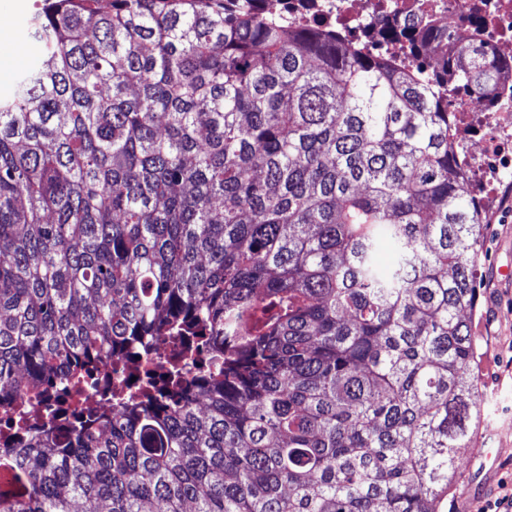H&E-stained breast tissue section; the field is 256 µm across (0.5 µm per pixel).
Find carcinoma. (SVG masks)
<instances>
[{
	"mask_svg": "<svg viewBox=\"0 0 512 512\" xmlns=\"http://www.w3.org/2000/svg\"><path fill=\"white\" fill-rule=\"evenodd\" d=\"M394 25L410 66L272 0H38L0 97V406L143 336L221 364L0 447V512H445L483 211L422 62L448 31ZM509 75L456 47L458 86Z\"/></svg>",
	"mask_w": 512,
	"mask_h": 512,
	"instance_id": "1",
	"label": "carcinoma"
}]
</instances>
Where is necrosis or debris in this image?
Returning <instances> with one entry per match:
<instances>
[{
  "label": "necrosis or debris",
  "instance_id": "1",
  "mask_svg": "<svg viewBox=\"0 0 512 512\" xmlns=\"http://www.w3.org/2000/svg\"><path fill=\"white\" fill-rule=\"evenodd\" d=\"M280 4L287 7L289 20L336 28L347 41L383 52L400 64L412 63L413 58L406 43L387 40L388 18L404 19L419 28L433 20L456 39L474 37L497 56L512 57V0H280ZM448 110L472 194L484 208L495 207L500 189L512 186V83L501 82L489 106L449 88ZM142 343L141 359L118 362L105 352L83 380L65 377L49 390L27 387L19 400L0 408V437L23 425L45 431L52 421L74 412L100 415L110 411L113 388L127 378L149 371L159 380L175 368L187 383L209 361L192 336H152Z\"/></svg>",
  "mask_w": 512,
  "mask_h": 512
}]
</instances>
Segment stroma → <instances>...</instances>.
Returning <instances> with one entry per match:
<instances>
[{
	"instance_id": "obj_1",
	"label": "stroma",
	"mask_w": 512,
	"mask_h": 512,
	"mask_svg": "<svg viewBox=\"0 0 512 512\" xmlns=\"http://www.w3.org/2000/svg\"><path fill=\"white\" fill-rule=\"evenodd\" d=\"M34 0H0V23L22 40L21 49L0 41V96L9 95L38 49L29 37ZM483 258L477 275L472 331L479 342V375L487 394L478 433L459 461L448 512H480L501 485H512V188L486 211ZM490 452L488 477L470 466L475 453Z\"/></svg>"
}]
</instances>
